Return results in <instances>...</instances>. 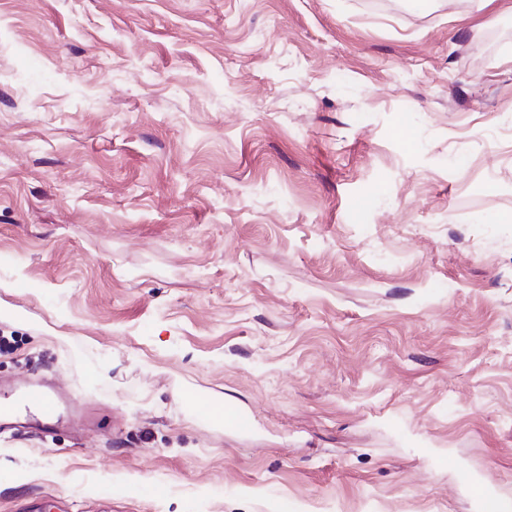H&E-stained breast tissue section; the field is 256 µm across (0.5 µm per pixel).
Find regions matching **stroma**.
<instances>
[{"label": "stroma", "mask_w": 512, "mask_h": 512, "mask_svg": "<svg viewBox=\"0 0 512 512\" xmlns=\"http://www.w3.org/2000/svg\"><path fill=\"white\" fill-rule=\"evenodd\" d=\"M509 118L512 0H0V512L512 505ZM30 409L37 413L45 420L54 417L58 409V401L50 393L45 390L31 389L25 396L16 402L11 400H0V429L3 423L13 419L20 409ZM186 405L211 426L239 431L249 426L247 416L234 405L214 403L193 394L186 396Z\"/></svg>", "instance_id": "obj_1"}]
</instances>
